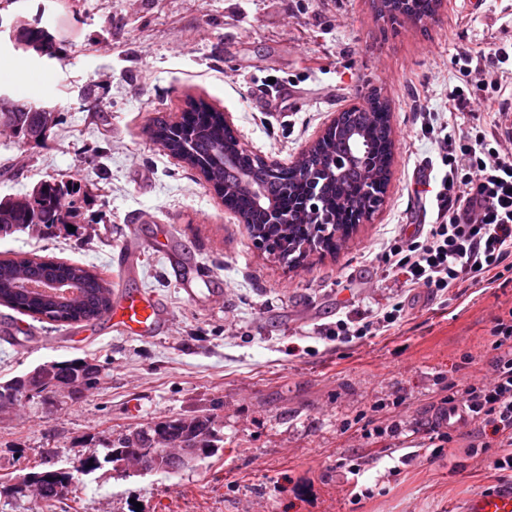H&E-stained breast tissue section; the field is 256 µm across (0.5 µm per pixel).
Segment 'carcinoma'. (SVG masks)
<instances>
[{
	"label": "carcinoma",
	"mask_w": 512,
	"mask_h": 512,
	"mask_svg": "<svg viewBox=\"0 0 512 512\" xmlns=\"http://www.w3.org/2000/svg\"><path fill=\"white\" fill-rule=\"evenodd\" d=\"M440 0H377L380 18L388 21L407 19L421 23L434 19ZM22 37L48 59L56 57L57 39L47 27L38 24L25 28ZM188 143L190 158L206 169L207 181L224 198V207L242 217L251 237L266 235L276 239L282 261L307 240L310 230L307 202L313 186L319 187L321 211L336 229L347 230L370 220L367 200L385 197L390 179L393 154V130L389 106L379 93L372 92L363 103L347 108L336 128L316 140L290 165L269 166L261 161L249 175L224 163V153L235 152L240 143L224 128V113L203 101L198 107L187 104L180 116V134L170 152L177 153L179 141ZM263 186L271 205L288 220L272 224L268 213L259 208L249 190V183ZM81 185L46 179L21 198L3 197L0 211L8 213L9 224L0 226V235H10L40 224L51 232L58 224H72L77 218L74 197ZM0 304L23 314L51 322L79 323L101 319L112 305L110 288L94 266L69 264L37 258L0 260ZM100 365L86 358L53 361L40 372L0 384V407H9L31 393L70 391L80 399L99 380ZM218 441L214 416H169L123 433L109 440L103 458L91 456L84 472L89 473L114 462L120 455L139 469L152 471L160 462L180 472L176 450L191 442L197 459L214 454ZM55 451L47 448L40 469L27 473L38 493L42 508L49 512L64 495H77L78 479L69 471L54 468ZM66 494H60V489Z\"/></svg>",
	"instance_id": "cac0c4a2"
}]
</instances>
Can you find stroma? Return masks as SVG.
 I'll return each mask as SVG.
<instances>
[{"instance_id": "1", "label": "stroma", "mask_w": 512, "mask_h": 512, "mask_svg": "<svg viewBox=\"0 0 512 512\" xmlns=\"http://www.w3.org/2000/svg\"><path fill=\"white\" fill-rule=\"evenodd\" d=\"M18 14L41 15L58 53L37 59L0 41L12 74L0 91L28 87L57 122L41 142L0 130V197L50 177L82 190L75 230L0 236V260L96 266L111 289L155 295L169 328L133 338L95 321L72 340L68 326L0 304V384L51 361L102 367L79 400L41 393L0 410V512H39L8 490L43 449L78 470L111 436L210 409L212 457L176 474L104 465L55 512H460L498 486L489 460L455 443L385 478L394 442L364 432L375 402L424 422L449 384L482 377L491 320L512 310V271L504 287L441 297L407 292L372 258L391 232L433 222L442 149L422 120L447 121L459 49L512 44V0H442L422 25L380 19L373 0H0L1 19ZM373 91L394 132L385 202L338 255L295 268L260 252L212 186L147 134L191 96L286 164ZM395 303L403 316L387 332L340 345L326 334ZM357 454L377 461L361 479L373 497L355 504L337 464Z\"/></svg>"}]
</instances>
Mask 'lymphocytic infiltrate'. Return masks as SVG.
Returning <instances> with one entry per match:
<instances>
[{"mask_svg":"<svg viewBox=\"0 0 512 512\" xmlns=\"http://www.w3.org/2000/svg\"><path fill=\"white\" fill-rule=\"evenodd\" d=\"M460 83L448 90V114L458 118L472 102H479L493 117L491 131L440 127L441 161L446 171L435 195L436 217L426 231L396 234L376 255L388 271L403 275L408 290L425 288L435 294L456 293L463 285L492 287L505 270L512 269V138L505 130L512 118V101L502 98L501 86L491 72L512 63V50L458 54ZM401 306L356 323L337 320L328 334L337 343L377 335L402 316ZM492 357L483 378L464 388L449 386L434 401V419L411 423L395 415L380 417L373 432L403 444L418 437V448L402 455L389 470L440 458L444 444L464 440L470 457H486L493 470H512V318L497 315L490 329ZM463 409L467 431L449 427L448 414Z\"/></svg>","mask_w":512,"mask_h":512,"instance_id":"lymphocytic-infiltrate-1","label":"lymphocytic infiltrate"}]
</instances>
